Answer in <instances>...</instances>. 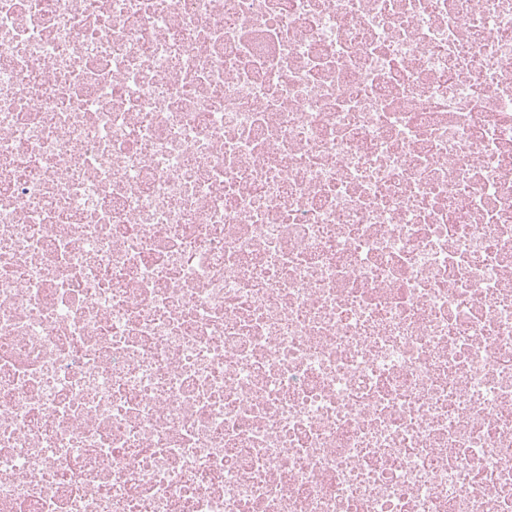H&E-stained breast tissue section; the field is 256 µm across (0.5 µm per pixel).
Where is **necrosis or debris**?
<instances>
[{
    "label": "necrosis or debris",
    "instance_id": "4bbe7bcc",
    "mask_svg": "<svg viewBox=\"0 0 512 512\" xmlns=\"http://www.w3.org/2000/svg\"><path fill=\"white\" fill-rule=\"evenodd\" d=\"M0 512H512V0H0Z\"/></svg>",
    "mask_w": 512,
    "mask_h": 512
}]
</instances>
